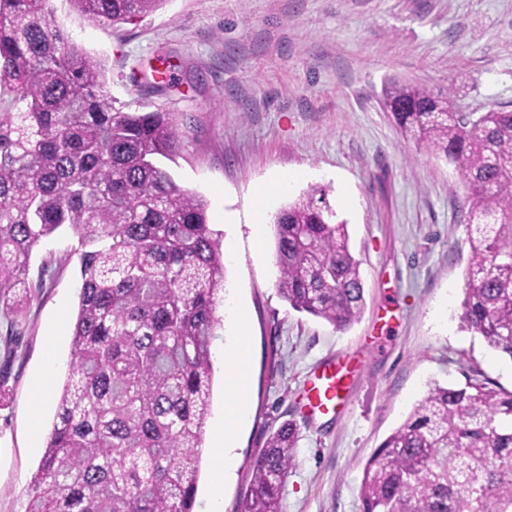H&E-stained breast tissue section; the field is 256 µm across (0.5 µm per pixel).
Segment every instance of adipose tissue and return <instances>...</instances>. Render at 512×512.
I'll list each match as a JSON object with an SVG mask.
<instances>
[{
    "mask_svg": "<svg viewBox=\"0 0 512 512\" xmlns=\"http://www.w3.org/2000/svg\"><path fill=\"white\" fill-rule=\"evenodd\" d=\"M249 354L244 347H237L227 363L231 393L225 403L224 415L217 422L212 449L222 457H229L233 448L232 427L242 420L247 412L248 387L247 368Z\"/></svg>",
    "mask_w": 512,
    "mask_h": 512,
    "instance_id": "adipose-tissue-1",
    "label": "adipose tissue"
}]
</instances>
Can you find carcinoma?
Returning <instances> with one entry per match:
<instances>
[{"label": "carcinoma", "mask_w": 512, "mask_h": 512, "mask_svg": "<svg viewBox=\"0 0 512 512\" xmlns=\"http://www.w3.org/2000/svg\"><path fill=\"white\" fill-rule=\"evenodd\" d=\"M89 19L145 17L166 0H69ZM46 0H0V306L28 288L33 248L63 226L82 280L71 373L26 512H193L210 411L221 234L180 188L175 113L123 112L105 66ZM384 107L468 191L461 328L512 359V111H456L454 89L394 83ZM279 293L342 330L364 304L347 224L312 186L274 218ZM296 425L251 463L242 512H282ZM361 512H512V391L434 384L363 467Z\"/></svg>", "instance_id": "obj_1"}]
</instances>
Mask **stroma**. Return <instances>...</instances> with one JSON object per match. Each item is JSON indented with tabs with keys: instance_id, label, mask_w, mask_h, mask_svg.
Instances as JSON below:
<instances>
[{
	"instance_id": "1",
	"label": "stroma",
	"mask_w": 512,
	"mask_h": 512,
	"mask_svg": "<svg viewBox=\"0 0 512 512\" xmlns=\"http://www.w3.org/2000/svg\"><path fill=\"white\" fill-rule=\"evenodd\" d=\"M47 8L102 59L115 108L190 120L169 169L207 200L225 266L207 428L229 391L235 307L248 324L249 413L236 429L224 512H240L250 461L285 421L298 441L282 512H360L366 460L431 386L485 378L512 391V360L460 328L468 201L459 173L417 150L381 103L392 79L436 92L453 82L461 111L512 110V0H166L116 25L89 21L69 0ZM283 174L298 180L275 207L317 183L348 225L364 288L348 329L293 310L278 292L272 215H255L254 196ZM77 246L67 227L41 240L26 292L0 312V512H25L42 458L32 445L45 443L67 381ZM50 355L53 386L39 401L35 378ZM346 355L360 364L345 405L309 415L308 379Z\"/></svg>"
}]
</instances>
